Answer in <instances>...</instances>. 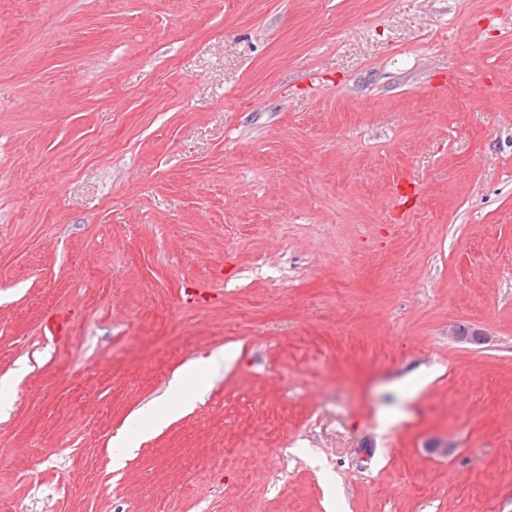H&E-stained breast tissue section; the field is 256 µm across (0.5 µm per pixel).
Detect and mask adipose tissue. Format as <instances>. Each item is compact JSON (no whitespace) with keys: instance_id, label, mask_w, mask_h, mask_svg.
<instances>
[{"instance_id":"adipose-tissue-1","label":"adipose tissue","mask_w":512,"mask_h":512,"mask_svg":"<svg viewBox=\"0 0 512 512\" xmlns=\"http://www.w3.org/2000/svg\"><path fill=\"white\" fill-rule=\"evenodd\" d=\"M218 365L219 360L214 356L199 358L186 364L171 385L172 394L176 398L174 406L164 411L155 407L139 411L129 428L115 439L114 463H122L123 459L154 433L191 411L209 373Z\"/></svg>"}]
</instances>
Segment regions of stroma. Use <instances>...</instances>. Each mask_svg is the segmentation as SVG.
<instances>
[{"mask_svg":"<svg viewBox=\"0 0 512 512\" xmlns=\"http://www.w3.org/2000/svg\"><path fill=\"white\" fill-rule=\"evenodd\" d=\"M1 384L18 512H512V0H0ZM216 356L199 358L186 364L171 384V395L176 397L175 405L160 411L149 407L137 413L129 428L115 438L117 450L113 464H122L123 459L132 454L141 443L173 420L191 411L205 385L209 372L218 367Z\"/></svg>","mask_w":512,"mask_h":512,"instance_id":"1","label":"stroma"}]
</instances>
